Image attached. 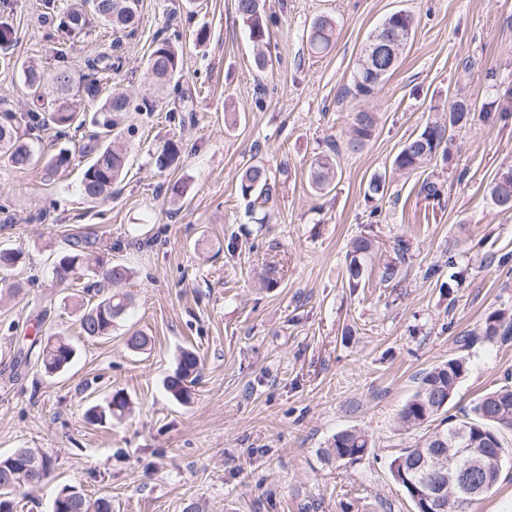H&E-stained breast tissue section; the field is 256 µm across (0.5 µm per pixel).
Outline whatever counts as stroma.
<instances>
[{"label": "stroma", "mask_w": 512, "mask_h": 512, "mask_svg": "<svg viewBox=\"0 0 512 512\" xmlns=\"http://www.w3.org/2000/svg\"><path fill=\"white\" fill-rule=\"evenodd\" d=\"M68 2L49 10L43 0H0L15 59L82 76L105 52L121 59L113 88L151 99L146 61L167 38L182 51L183 76L162 103L125 114L128 172L105 202L83 200L78 164L50 179L41 165L0 158V246L22 253L0 279V454L38 448L54 463L50 485L18 512H47L66 484L110 499L112 512L191 503L205 512H412L388 463L428 432L398 420L422 374L466 360L455 415L512 386V340L459 343L487 314L512 311V211L488 194L512 167V0H265L273 23L261 70L236 0H140L135 32L93 20L75 41L58 29ZM398 9L416 20L398 69L374 97L345 98L367 34ZM319 16L333 19L336 35L316 55L307 34ZM457 94L492 110L456 132L448 160L394 173L384 198L367 199L370 177L390 168L410 135L445 119ZM359 111L379 122L352 153L343 145ZM92 132L34 129L27 138L38 154H75ZM167 142L180 153L162 169ZM333 143L335 188L321 197L309 168ZM257 161L277 189L252 208L238 183ZM428 178L441 184L440 200L419 196ZM75 235L132 270L120 286L131 305L111 335H81L76 322L94 271L66 291L52 279ZM359 235L386 250L409 243L400 281L373 276L349 288L346 245ZM136 330L150 349L127 348ZM52 334L76 349L66 371L47 376L34 356L16 365ZM185 349L202 370L182 404L165 383ZM117 390L128 409L87 423L86 409ZM352 427L368 432L369 452L325 461L322 448Z\"/></svg>", "instance_id": "stroma-1"}]
</instances>
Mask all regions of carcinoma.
Wrapping results in <instances>:
<instances>
[{"label": "carcinoma", "instance_id": "cac0c4a2", "mask_svg": "<svg viewBox=\"0 0 512 512\" xmlns=\"http://www.w3.org/2000/svg\"><path fill=\"white\" fill-rule=\"evenodd\" d=\"M139 0H98L89 3L90 10L105 26L115 28H134L138 23ZM237 13L250 39L257 46L266 43L269 37L271 17L265 14L260 0H237ZM395 14L388 15L384 22L374 28L382 31L390 26L394 35L408 46L415 32L414 19L406 23L394 20ZM85 13L72 9L65 12L63 27L68 36L76 39L85 27ZM334 26L328 17L316 19L309 30L308 45L312 52L327 50L333 40ZM0 63L20 71L30 94L36 102L44 106L29 109L17 115H11L0 122V156L7 158L13 166L27 167L35 162L36 153L25 141V131L32 128L56 129L85 126L84 111L72 101L75 96L93 103L98 100L102 89L100 79L77 80L73 74L59 68L46 72L25 62H18L5 55ZM182 55L169 39L158 41L152 49L146 68L152 79L156 97H161L170 87H178L182 77ZM398 67L393 63L389 69L379 75L366 69L365 51H360L358 63L345 94L354 100L375 96L384 82ZM131 97L124 92L111 91L101 101L96 111L100 118H92L97 130L83 153L92 156L85 166L80 181L83 197L92 202L105 200L112 196V187L120 182L127 164V156L115 147L119 132L117 128L122 116L131 111ZM475 118L469 102L460 98L455 100L448 112V123L426 124L415 136L409 137L401 146L392 161V170L413 172L429 165L433 160H447L450 155L453 135L452 129L462 128ZM377 126L373 112H357L350 127L348 148L355 152L364 147L371 139ZM338 153L324 154L314 159L311 165V186L320 195L331 190L336 173ZM276 181L271 169L257 161L243 171L239 181V193L253 203H266L272 196ZM387 174L375 173L367 183L365 196L375 199L387 194ZM490 197L501 211H512V181L499 178L490 184ZM91 243L78 236L71 238L70 250L63 255L52 270V278L59 286L67 287L76 282L84 271L94 270L101 274L102 281L115 286L131 276V270L121 264H112L90 250ZM408 246L399 239L394 242L392 255L378 265L380 282L395 281L401 273V264L407 254ZM378 252L377 241L368 236L352 239L346 251V271L349 285L356 288L373 269V261ZM99 299L92 306H79L78 325L80 333L89 337L108 336L112 326L126 313L129 306L127 295L120 292L97 290ZM508 341L512 339V313L493 311L489 313L480 331L468 333L460 342L466 347L477 341ZM76 350L74 345L63 337L49 338L44 342L38 359L44 372L54 376L63 372L72 362ZM467 371L462 358H450L447 361L423 373L419 386L412 397L399 412V421L407 428L419 427L440 416L442 429L422 436L415 444L403 448L390 463L393 480L406 492L413 503L414 512H427L425 503L416 497L414 487L424 480L426 469L418 467L422 457L434 452L436 463L448 461V436L454 427L465 428L469 432L472 447L477 453L471 456L474 475L481 480L498 483L501 471L495 468V459L501 464L512 462V448L504 446L501 429L512 430V386L504 385L482 395L462 417L448 414L446 401H452L460 380ZM201 373V361L192 350L181 352L175 372L166 382V389L172 397L182 403L190 402L191 386L198 381ZM128 406L127 397L118 390L102 404H95L85 411L86 420L93 424H103L112 419V415L123 412ZM371 448V440L364 431L356 428L346 429L333 436L329 445L321 450L323 458L333 460L348 457L355 462L361 459ZM17 459L12 455L0 456V512H15L17 498L28 491L39 489L49 480L53 461L50 456L31 448H18ZM67 489L62 486L55 494L50 512H112V503L105 498L90 499L82 494L78 497H61Z\"/></svg>", "mask_w": 512, "mask_h": 512}]
</instances>
